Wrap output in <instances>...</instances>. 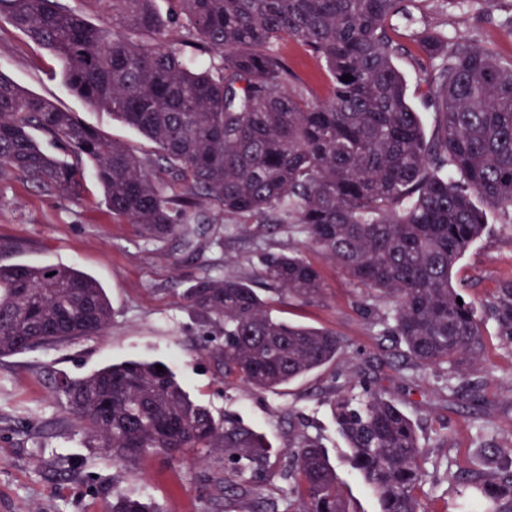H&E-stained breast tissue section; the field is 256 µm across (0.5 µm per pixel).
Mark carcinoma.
<instances>
[{"label": "carcinoma", "instance_id": "obj_1", "mask_svg": "<svg viewBox=\"0 0 512 512\" xmlns=\"http://www.w3.org/2000/svg\"><path fill=\"white\" fill-rule=\"evenodd\" d=\"M110 24H94L64 0H0L13 28L51 51L68 87L147 137L152 155L81 123L0 75V178L15 175L45 193L80 194L91 167L112 215L147 242L191 233L188 213L208 205L214 221L286 227L367 291L389 300L387 334L406 360L449 374L481 369L482 316L512 341V284L483 315L453 284V270L487 225L476 201L512 213V68L492 53L428 32L420 40L447 61L427 77L438 110L434 135L409 104L394 64L403 46L390 21L404 0H174L172 22L218 67L191 60L164 39L155 0H89ZM292 40L324 61L331 95L308 98L272 46ZM352 76L344 82L341 77ZM65 146L44 151L34 134ZM274 290L303 301L326 286L301 250L261 254ZM187 306L224 331L213 349L224 378L272 391L343 354L336 332L271 315L236 276L196 279ZM112 327L99 283L61 265L0 266V358ZM98 447L116 462L192 449L224 454V492L245 500L263 476L268 449L231 415L218 421L192 401L168 366L125 361L56 384ZM350 464L380 512H428L416 491L426 478L417 428L370 381L331 401ZM287 512H355L342 495L321 438L296 431L286 450ZM490 464L474 486L475 512H512V448H481ZM102 512H157L144 498L112 491Z\"/></svg>", "mask_w": 512, "mask_h": 512}]
</instances>
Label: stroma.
<instances>
[{"label": "stroma", "mask_w": 512, "mask_h": 512, "mask_svg": "<svg viewBox=\"0 0 512 512\" xmlns=\"http://www.w3.org/2000/svg\"><path fill=\"white\" fill-rule=\"evenodd\" d=\"M410 20L395 19L403 52L395 62L408 84L413 108L426 134L438 115L421 82L433 61L419 36L430 31L490 50L512 66V0H409ZM299 87L325 99L330 81L322 61L289 40L274 46ZM0 75L59 108L75 113L112 140L145 155L153 145L111 113L75 96L63 81L59 61L0 18ZM192 242L175 235L151 243L134 225L113 217L93 177L79 197L46 194L18 176L0 180V265L56 264L95 277L112 304V327L49 348L0 358V512H100L113 490L151 500L159 512H258L261 501L284 500V450L293 439L288 415L303 416L306 431L321 437L339 486L357 512H380L363 476L349 462L350 450L337 434L329 400L337 388L361 375L373 377L397 399L417 425L424 448L426 480L418 496L429 512H464L469 503L460 470L482 472L475 449L512 448V343L499 336L493 320L483 325L484 371L448 379L445 368L420 371L397 362V347L383 334L388 310L368 296L313 249L304 255L318 267L326 297L317 303L283 297L273 300L275 316L328 328L341 336L345 354L277 392L254 393L224 377L216 359L201 349L202 336L223 341L187 307L183 291L202 275L243 276L267 293L260 276L263 250L297 248L288 232L260 237L237 220L194 224ZM456 280L467 300L481 303L512 282V221L491 212L487 228L460 259ZM371 315H364L363 306ZM161 361L191 399L215 419L237 414L265 436L270 454L263 481L250 504L224 494V456L216 451L185 458L148 453L113 463L98 448L55 391L62 379H77L124 360Z\"/></svg>", "instance_id": "35a3bbf8"}]
</instances>
